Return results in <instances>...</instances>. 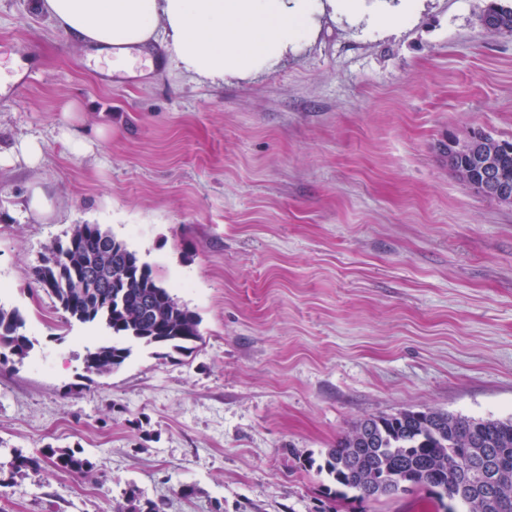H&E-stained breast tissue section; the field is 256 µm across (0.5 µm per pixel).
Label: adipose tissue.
<instances>
[{
	"instance_id": "obj_1",
	"label": "adipose tissue",
	"mask_w": 512,
	"mask_h": 512,
	"mask_svg": "<svg viewBox=\"0 0 512 512\" xmlns=\"http://www.w3.org/2000/svg\"><path fill=\"white\" fill-rule=\"evenodd\" d=\"M57 28L115 60L150 45L164 24L166 50L210 77L274 66L306 29L313 0H38Z\"/></svg>"
}]
</instances>
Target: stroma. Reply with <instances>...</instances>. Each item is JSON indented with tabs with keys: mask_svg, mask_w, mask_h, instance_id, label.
<instances>
[{
	"mask_svg": "<svg viewBox=\"0 0 512 512\" xmlns=\"http://www.w3.org/2000/svg\"><path fill=\"white\" fill-rule=\"evenodd\" d=\"M485 5L418 0L390 27L400 0H318L277 64L220 80L170 59L164 28L117 67L35 0H0V89L30 78L0 99V151L42 147L35 167L0 160V306L34 343L0 370V512H112L132 485L164 512H439L425 490L331 500L304 461L404 410L512 418V203L440 151L478 130L512 142V37L479 25ZM78 224L198 314L192 352L136 343L86 371L107 329L32 279ZM49 443L93 479L11 476Z\"/></svg>",
	"mask_w": 512,
	"mask_h": 512,
	"instance_id": "35a3bbf8",
	"label": "stroma"
}]
</instances>
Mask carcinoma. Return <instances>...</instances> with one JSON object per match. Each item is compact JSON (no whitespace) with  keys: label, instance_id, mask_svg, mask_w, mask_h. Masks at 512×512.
I'll list each match as a JSON object with an SVG mask.
<instances>
[{"label":"carcinoma","instance_id":"obj_1","mask_svg":"<svg viewBox=\"0 0 512 512\" xmlns=\"http://www.w3.org/2000/svg\"><path fill=\"white\" fill-rule=\"evenodd\" d=\"M482 15L503 35H512V5L491 0ZM499 157L503 176L512 182V152L506 143L488 138ZM37 287L54 296L70 319L98 323L112 339L87 351L86 370L105 374L129 358L128 342L194 349L201 340L198 315L178 303L160 285L148 265L126 243L98 224H77L65 242L51 248L34 268ZM24 320L16 310L0 307V367L9 359L26 358L32 342L20 332ZM370 439L361 425L326 452L318 470L335 485L333 494L366 500L414 493L425 489L444 512L449 503H463V512H512V419H472L438 409L406 410L371 418ZM48 465L57 472L92 476L93 464L80 450L42 448L38 454L12 456L14 475L38 473ZM113 512H163L141 502L131 487Z\"/></svg>","mask_w":512,"mask_h":512}]
</instances>
